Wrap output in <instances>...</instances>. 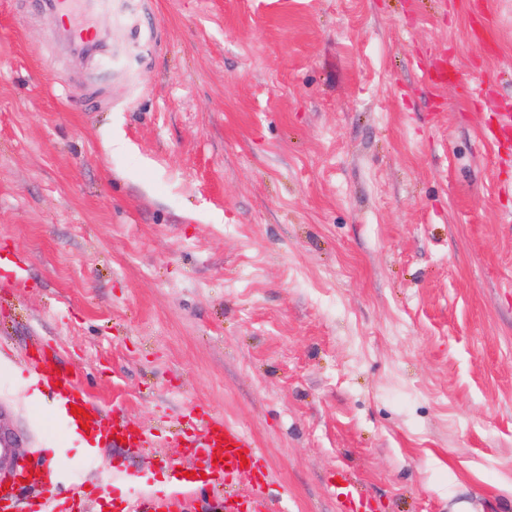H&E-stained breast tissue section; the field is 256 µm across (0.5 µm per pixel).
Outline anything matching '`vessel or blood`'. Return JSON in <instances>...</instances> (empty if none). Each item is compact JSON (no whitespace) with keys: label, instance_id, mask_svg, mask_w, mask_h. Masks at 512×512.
Returning a JSON list of instances; mask_svg holds the SVG:
<instances>
[{"label":"vessel or blood","instance_id":"vessel-or-blood-1","mask_svg":"<svg viewBox=\"0 0 512 512\" xmlns=\"http://www.w3.org/2000/svg\"><path fill=\"white\" fill-rule=\"evenodd\" d=\"M35 10L66 20L62 35L74 53L86 61L98 62L109 55V48L102 42L99 31L91 25H76L70 18L73 10L99 11L105 9L104 0H29ZM31 368L27 376L30 388L48 389L55 405L54 422L64 430L73 424L86 426L91 437L112 444L122 442L129 448H151L154 436L143 432H131L120 425L112 408L95 404L84 390L78 375H67L59 371L46 354L34 352L29 357ZM80 407L81 415H73L72 407ZM188 449L200 452L204 459L202 474L186 476L182 462L166 463L168 490L164 493L148 491L140 495L120 512H175L181 499L193 491L205 488L213 490L231 485L240 478H249L254 495L250 500L239 501L225 498V512H269L262 491L268 482L263 455L255 440L244 430L229 421L202 422L197 432L186 438ZM71 471L68 455L58 457L57 481L67 484L66 492L40 496L32 502L23 501L15 488L0 486V512H83L84 485L68 483ZM125 471L101 468L94 482V493L104 499L111 495L114 487L127 483ZM334 485L342 490L346 512H369L371 504L359 490L348 482L344 473L331 477Z\"/></svg>","mask_w":512,"mask_h":512}]
</instances>
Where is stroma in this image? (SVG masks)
<instances>
[{"label":"stroma","mask_w":512,"mask_h":512,"mask_svg":"<svg viewBox=\"0 0 512 512\" xmlns=\"http://www.w3.org/2000/svg\"><path fill=\"white\" fill-rule=\"evenodd\" d=\"M112 0V66L0 0V432L82 444L35 339L167 437L250 434L285 512H512V0ZM450 63L455 75L434 72ZM124 148L115 152L113 141ZM183 447L106 446L165 490ZM331 480L334 485L343 489V506L346 512H367L366 510L372 509L371 503L364 498L354 485L348 482L344 473L336 472L332 475Z\"/></svg>","instance_id":"stroma-1"}]
</instances>
